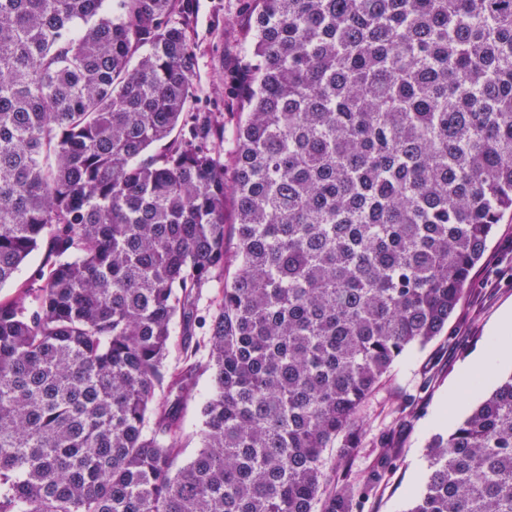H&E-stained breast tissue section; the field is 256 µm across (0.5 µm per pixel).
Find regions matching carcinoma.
Listing matches in <instances>:
<instances>
[{"label": "carcinoma", "mask_w": 512, "mask_h": 512, "mask_svg": "<svg viewBox=\"0 0 512 512\" xmlns=\"http://www.w3.org/2000/svg\"><path fill=\"white\" fill-rule=\"evenodd\" d=\"M189 2L0 0V512H356L324 450L512 217V0H244L227 161ZM427 458L512 512V375ZM211 387L212 382L209 374L200 376L197 381L194 396L186 403L184 408L183 462L190 460L198 449L199 430L201 428V419L199 414L200 404L203 397L210 392Z\"/></svg>", "instance_id": "obj_1"}]
</instances>
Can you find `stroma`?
<instances>
[{
  "instance_id": "35a3bbf8",
  "label": "stroma",
  "mask_w": 512,
  "mask_h": 512,
  "mask_svg": "<svg viewBox=\"0 0 512 512\" xmlns=\"http://www.w3.org/2000/svg\"><path fill=\"white\" fill-rule=\"evenodd\" d=\"M241 0H193L201 88L198 109L214 113L224 125V149L232 151L237 116L227 90L229 75L247 53L242 29L247 20ZM512 310V222L496 225L483 259L471 274V286L457 314L427 345L413 347L391 366L366 404L359 451L349 464L353 480L378 478L365 491L361 512H408L424 487L427 446L436 433L433 417L449 388L458 382L468 357L489 342L504 314ZM212 387L209 375L197 381L184 408L183 460L199 446L200 404ZM395 454L381 462L380 448Z\"/></svg>"
}]
</instances>
